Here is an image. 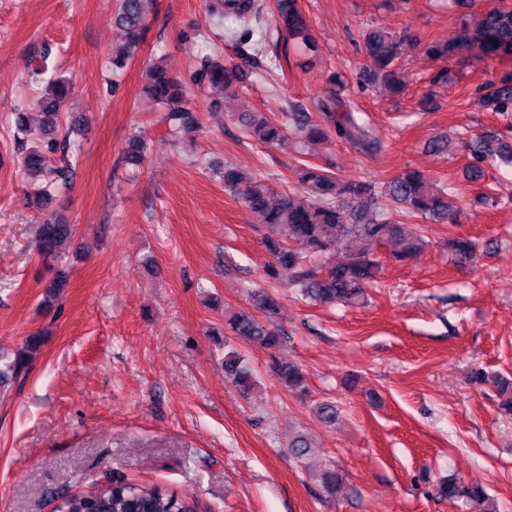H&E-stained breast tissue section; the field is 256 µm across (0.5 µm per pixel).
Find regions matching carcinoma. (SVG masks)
I'll use <instances>...</instances> for the list:
<instances>
[{
  "label": "carcinoma",
  "instance_id": "1",
  "mask_svg": "<svg viewBox=\"0 0 512 512\" xmlns=\"http://www.w3.org/2000/svg\"><path fill=\"white\" fill-rule=\"evenodd\" d=\"M146 0H119L114 23L123 32L124 42L112 50V67L120 70L132 61L143 43L146 28ZM207 11L218 20H234L248 24L259 12L254 0H209ZM273 19L277 30L297 43L303 51L315 49V39L302 14L297 0H274ZM253 31L229 29L225 38L236 44L238 57L254 58L257 43ZM365 47L372 58V66L361 72L360 81L373 89L393 93L403 91L399 60L404 41L382 27H371L364 35ZM479 49L487 58L512 54V6H500L473 16L448 39L423 45L426 55L434 61H446L473 49ZM238 64H226L208 59L198 70L195 81L211 95L212 107H219L224 89L237 79ZM147 93L165 107L163 123L170 136L199 126L198 109L185 100V86L160 66L153 64L145 71ZM347 79L338 72L326 77L325 91L318 103L321 120L308 116L295 107L282 113L279 120H271L259 112H244L241 122L248 135L267 144H278L288 132H297L310 140L336 137L359 146L366 152H375L380 140L373 134L369 121L363 117L355 101L345 95ZM481 103L491 112L501 115L512 112V77H492L481 86ZM72 83L59 79L46 81L44 93L37 106L44 115L41 135L45 145L51 146L58 125L59 110L71 94ZM43 145V146H45ZM38 144L20 160L25 174L37 176L48 171L47 154ZM146 142L139 136L129 139L125 161L131 166L142 163ZM475 162L466 168V178L478 181L484 175L483 165L512 167V145L498 138L481 137L471 144ZM297 183L304 200L287 193L276 194L251 174L224 166V187L242 192V198L268 234L264 246L271 257L266 274L272 278L287 277L300 293L320 304L354 303L364 298L367 288L376 279L378 262L373 259L376 248L391 246V255L406 261L419 255L426 241L409 229L407 224H394L380 211L378 199H385L404 209L412 218L434 223L455 222L453 205L449 202L454 188L443 185L419 171L405 170L401 174L377 184L370 181L341 179L324 168L303 163L296 168ZM74 225L55 214L39 225L38 251L42 258L61 262L70 245ZM452 251L460 260L473 257L474 245L466 238L450 242ZM347 254L343 263L332 260L336 248ZM253 307L263 318L251 311H241L224 321V336L258 343L268 349L276 348L281 335L273 318L276 301L265 293H257ZM40 336L27 337L10 365L19 374L39 349ZM225 372L239 389L247 394L255 386L252 370L238 352L224 354ZM273 371L286 390L302 397L307 383L302 369L292 363H275ZM288 453L301 460L312 453V443L301 433L288 437ZM319 486L329 496L336 495L341 477L327 468L319 474ZM439 496L453 502L481 507L479 512H497L484 507L488 497L479 486H464L448 480L438 487ZM57 512H195V504L187 496L170 492L157 485H140L124 478H110L109 485L95 483V488L84 494L64 489L54 492Z\"/></svg>",
  "mask_w": 512,
  "mask_h": 512
}]
</instances>
